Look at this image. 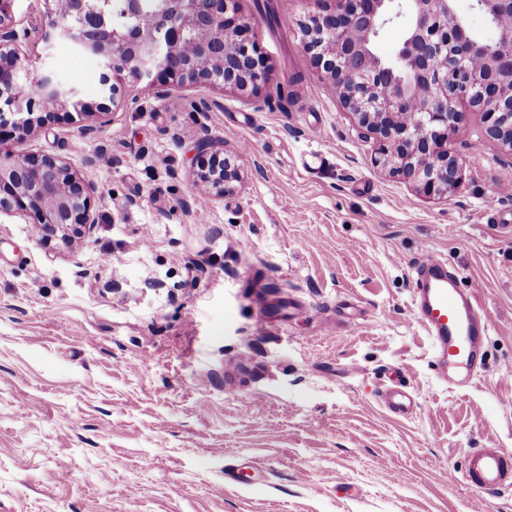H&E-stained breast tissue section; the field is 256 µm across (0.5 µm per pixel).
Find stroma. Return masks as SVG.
I'll return each mask as SVG.
<instances>
[{
    "label": "stroma",
    "instance_id": "stroma-1",
    "mask_svg": "<svg viewBox=\"0 0 512 512\" xmlns=\"http://www.w3.org/2000/svg\"><path fill=\"white\" fill-rule=\"evenodd\" d=\"M325 5L238 0L258 88L189 83L177 108L130 77L107 125L62 113L14 141L64 158L98 224L65 249L0 215V512H512V488L464 480L471 449L512 450V151L474 115L448 197L375 167L304 48ZM50 18L10 9L32 75L89 86L96 59L40 41ZM240 146L233 193L193 188ZM425 249L490 322L462 390L413 311ZM250 457L256 484L227 482Z\"/></svg>",
    "mask_w": 512,
    "mask_h": 512
}]
</instances>
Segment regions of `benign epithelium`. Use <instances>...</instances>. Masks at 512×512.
<instances>
[{
	"mask_svg": "<svg viewBox=\"0 0 512 512\" xmlns=\"http://www.w3.org/2000/svg\"><path fill=\"white\" fill-rule=\"evenodd\" d=\"M48 43L62 38L95 57V93L115 102L131 76L155 97L181 99L186 82L244 89L265 79L263 60L247 39L250 21L228 15L237 0H161L147 13L143 0H52ZM334 6L303 24L305 48L327 73L359 128L374 135V166L415 184L429 197H446L459 182L448 137L477 110L486 132L512 150V0H473L495 30L475 38L456 13L455 0H332ZM11 0H0V214L34 219L39 240L72 247L96 224L91 187L58 156L19 154L21 139L60 112L91 114L94 101L80 87H62L50 71L36 96L18 93L29 69L13 48L17 33L5 23ZM407 15L410 24L391 59L376 49L380 33ZM419 115L416 123L406 120ZM196 189L222 196L237 168L217 151Z\"/></svg>",
	"mask_w": 512,
	"mask_h": 512,
	"instance_id": "1",
	"label": "benign epithelium"
}]
</instances>
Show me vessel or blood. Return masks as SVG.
I'll use <instances>...</instances> for the list:
<instances>
[{
    "label": "vessel or blood",
    "mask_w": 512,
    "mask_h": 512,
    "mask_svg": "<svg viewBox=\"0 0 512 512\" xmlns=\"http://www.w3.org/2000/svg\"><path fill=\"white\" fill-rule=\"evenodd\" d=\"M415 272L413 305L432 341L436 377L450 388H466L482 364L487 323L477 314L474 296L459 288L447 264L435 255L422 252ZM464 478L468 485L488 491L511 487L512 451L472 449Z\"/></svg>",
    "instance_id": "1"
}]
</instances>
